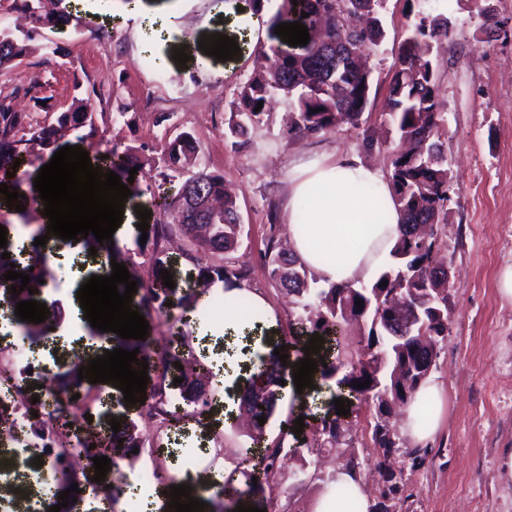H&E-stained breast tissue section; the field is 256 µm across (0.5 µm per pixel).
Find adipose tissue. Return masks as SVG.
<instances>
[{
  "mask_svg": "<svg viewBox=\"0 0 512 512\" xmlns=\"http://www.w3.org/2000/svg\"><path fill=\"white\" fill-rule=\"evenodd\" d=\"M291 202L307 201L305 223L289 211L288 238L293 252L324 284L371 283L393 265L400 215L391 205V184L381 172L352 154L300 161L288 171ZM385 209H378V202ZM224 333L235 340L224 357V410L233 412L239 397L257 373L261 360L272 356L274 339L256 338L259 329L277 328L279 314L257 291L244 283L224 282ZM253 342H246L247 334ZM442 411L435 382L421 384L404 408L402 429L419 446L436 434ZM336 485L347 486L352 502L331 500L322 492L314 512H369L370 502L356 473L337 468Z\"/></svg>",
  "mask_w": 512,
  "mask_h": 512,
  "instance_id": "1",
  "label": "adipose tissue"
}]
</instances>
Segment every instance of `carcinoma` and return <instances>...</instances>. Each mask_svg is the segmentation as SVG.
Wrapping results in <instances>:
<instances>
[{"instance_id": "obj_1", "label": "carcinoma", "mask_w": 512, "mask_h": 512, "mask_svg": "<svg viewBox=\"0 0 512 512\" xmlns=\"http://www.w3.org/2000/svg\"><path fill=\"white\" fill-rule=\"evenodd\" d=\"M36 0H20V8L29 13L32 23L48 25L68 23V19L52 20L38 13ZM303 24L319 31V38L309 41L290 54L288 47L254 50L255 64L248 79L239 87L228 131L234 138L247 139L250 127L259 123L269 107L270 99L281 94L294 106L289 132L313 137L333 131L345 118L357 125L363 115L372 89L371 71L354 67L352 53L371 52L384 39L378 17L380 0H300ZM448 17H422L410 28L394 64L390 86L389 112L400 144L392 152L391 180L393 203L402 212L403 222L394 246L397 264L381 273L371 284L358 286L332 284L317 292L308 288L314 279L295 254L277 249L275 239L268 244L270 276L290 294L301 298L300 321L325 334L321 357L327 367L323 374L331 376L340 368L351 366L342 379L347 390L340 395L384 407L390 403H406L422 382L419 371L424 363H436V344L448 336V271L434 264L433 254L438 238H424L419 225L447 223L451 201L452 177L448 170L445 145L440 129L444 115L439 112V89L430 54L433 43L448 38ZM32 36H14L0 30V68L22 58ZM262 108H257L258 104ZM94 130L91 98L78 100L77 106L59 113L55 121L32 125L28 115L12 110L7 99L0 100V170L7 173L13 163L24 159L26 144L37 141L45 148L55 145L68 131L82 128ZM198 145L187 133L165 141L162 147L164 170L161 180L171 187L161 196V230L176 224L190 240L213 255L233 251L241 236V217L236 201L224 186V174L193 170L192 158ZM101 165L129 173L141 167L140 156L127 150L99 154ZM387 282L381 287L379 283ZM195 296L177 301L181 314L170 318V336L161 351L160 384L153 387L151 412L166 420L165 387H178L185 403L204 407L218 391L213 371L203 366L206 381L174 383L181 376L175 363L183 354L182 328L189 322L182 315ZM363 306H355L356 301ZM169 289L161 281L152 284L142 300L145 308L169 309ZM351 321H363L368 327L367 347L381 350L363 359L347 350L341 342L343 327ZM257 377L261 385L241 397L240 412L246 415L252 430L250 442L240 448L239 466L248 478H262L275 467L285 448L287 433L281 432L265 442L266 426L257 418H270L283 399L288 380V367L277 361L262 362ZM371 380L370 386L358 389L353 382ZM317 431L324 436L323 446L340 444L346 432L338 418L324 414ZM123 443H118V440ZM374 440L383 449L379 466L387 468L393 448L394 433L379 422L374 427ZM113 460L126 458L143 445V437L132 420L118 433H111Z\"/></svg>"}]
</instances>
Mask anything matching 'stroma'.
Instances as JSON below:
<instances>
[{"instance_id": "1", "label": "stroma", "mask_w": 512, "mask_h": 512, "mask_svg": "<svg viewBox=\"0 0 512 512\" xmlns=\"http://www.w3.org/2000/svg\"><path fill=\"white\" fill-rule=\"evenodd\" d=\"M453 24L451 36L436 58L445 132L442 140L456 193L448 222L440 230L438 257L447 268L452 289L448 298V336L438 346L430 380L445 391L442 424L432 444L414 445L391 425L398 448L392 458L395 482L378 468L382 450L372 440L377 405L354 403L346 416L350 433L339 448L323 451L319 464L302 458L282 461L277 483L248 491V478L238 469L235 450L240 438L223 429L198 433L197 415L187 409L177 432L140 419L149 435L152 461L170 475L205 449L204 466L225 472L242 491L241 499L262 512H310L309 505L337 467L354 461L371 502L382 512H512V473L504 460L512 450V302L498 293V274L512 264V0H382L379 12L385 38L368 59L372 92L357 127L344 125L326 135L299 140L287 132V100L273 104L250 134L248 145L234 146L224 134L238 90L253 69V46H241L225 62L208 56L200 40L220 33L241 38L247 0H143L148 9L132 15L125 0H53L52 10L71 22L57 30L35 33L31 51L0 69V98L38 121H53L67 110L78 88L102 94V114L94 133L68 132L59 146H79L96 155L107 150L138 148L146 164L131 185L127 225L113 234L118 252L137 283L132 310L151 284L168 270L175 282L172 298L196 293L211 302L215 289L200 275L215 257L192 245L179 232L158 234L160 210L156 167L162 136L189 133L198 145L197 165L223 173L233 188L242 222L237 251L225 260L244 272V280L262 291L280 315L281 342L290 345L299 311L269 275L265 258L271 233L287 237L282 218L288 203V169L310 155L350 153L388 172L386 149L365 152L364 133L384 136L391 128L385 109L393 65L415 15L413 2ZM492 6L508 36L492 37L482 10ZM61 47L62 56L45 53V43ZM185 50L179 64L172 55ZM148 209L146 231H139L134 208ZM74 330L65 333L47 359L85 365L93 328L82 309L72 310ZM223 320H208L205 335L185 330L184 350L210 361L224 358ZM14 450L0 444V504L8 512H47L54 501L41 486L16 475Z\"/></svg>"}]
</instances>
